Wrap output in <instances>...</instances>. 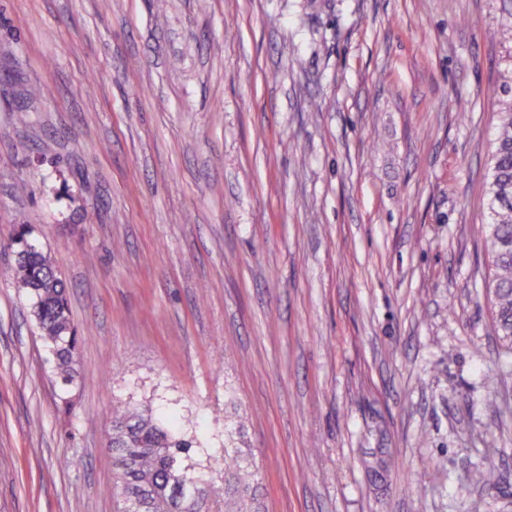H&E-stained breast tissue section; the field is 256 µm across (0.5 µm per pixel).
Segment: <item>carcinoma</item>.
Segmentation results:
<instances>
[{"label": "carcinoma", "instance_id": "cac0c4a2", "mask_svg": "<svg viewBox=\"0 0 512 512\" xmlns=\"http://www.w3.org/2000/svg\"><path fill=\"white\" fill-rule=\"evenodd\" d=\"M489 221L491 272L488 282L493 323L498 338L512 349V100L499 113L495 150L485 176ZM19 232L13 276L32 301L40 337L55 357L57 375L67 384L76 379V336L65 286L50 258ZM109 450L117 474L118 512H125V496L143 503V512H202L217 491L180 466L181 455L193 442L176 433L175 422L156 421L149 410L112 411ZM242 450L235 447V430L224 435V453L214 463L224 467V512H256L254 480L244 473ZM478 478L497 486L491 456L476 465Z\"/></svg>", "mask_w": 512, "mask_h": 512}]
</instances>
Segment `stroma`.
<instances>
[{
	"instance_id": "stroma-1",
	"label": "stroma",
	"mask_w": 512,
	"mask_h": 512,
	"mask_svg": "<svg viewBox=\"0 0 512 512\" xmlns=\"http://www.w3.org/2000/svg\"><path fill=\"white\" fill-rule=\"evenodd\" d=\"M511 9L0 0V512H117L116 406L181 417L218 490L236 429L262 512H512L483 294ZM20 224L67 285L70 386Z\"/></svg>"
}]
</instances>
